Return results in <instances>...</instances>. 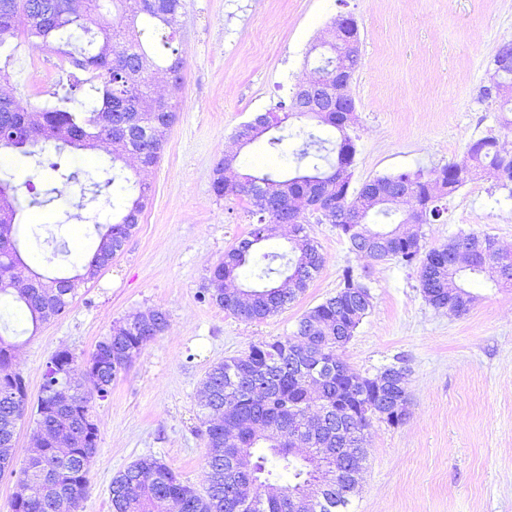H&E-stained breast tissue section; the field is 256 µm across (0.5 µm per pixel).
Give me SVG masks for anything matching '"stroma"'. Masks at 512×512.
I'll return each instance as SVG.
<instances>
[{
    "label": "stroma",
    "mask_w": 512,
    "mask_h": 512,
    "mask_svg": "<svg viewBox=\"0 0 512 512\" xmlns=\"http://www.w3.org/2000/svg\"><path fill=\"white\" fill-rule=\"evenodd\" d=\"M342 16L359 28L349 87L353 188L460 160L470 141L490 133L512 150L498 104L479 95L498 48L512 41V0H184L175 27L187 57L179 93L164 72L152 76L157 93L176 95L178 112L159 163L140 174L151 194L124 251L80 285L64 315L39 328L11 298L0 299V335L16 343L13 368L33 399L56 350L82 360L115 322L152 309L168 315L166 331L120 373L106 399L92 403L98 450L81 512H111L113 476L146 455L205 490L207 448L196 411L206 371L253 344L292 335L302 314L334 296L349 271L364 276L372 307L338 357L360 376L406 368L408 415L399 426L372 420L348 512H512V288L474 287L464 315L434 308L416 268L351 252L336 226L313 214L307 232L325 264L287 309L250 322L199 297L210 268L251 230L247 199L215 196L217 163L232 154L240 175L284 171L300 125L333 136L315 120L290 118L275 130L284 139L279 156L262 139L238 146L235 133L309 76L318 46ZM10 43L16 51L0 69V91L23 108L54 105V83L68 63L23 34ZM0 171L40 194L57 180L50 167L9 152L0 154ZM443 205L442 219L421 228L424 249L479 232L512 252V194L488 175ZM84 211L82 226L59 198L19 215L28 266L46 271L44 258L54 252L57 271L69 273L77 262L71 247L92 253L94 222L112 221L111 195L87 200Z\"/></svg>",
    "instance_id": "35a3bbf8"
}]
</instances>
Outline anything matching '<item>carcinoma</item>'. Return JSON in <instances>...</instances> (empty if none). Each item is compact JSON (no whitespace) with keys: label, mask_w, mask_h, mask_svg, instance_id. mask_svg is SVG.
<instances>
[{"label":"carcinoma","mask_w":512,"mask_h":512,"mask_svg":"<svg viewBox=\"0 0 512 512\" xmlns=\"http://www.w3.org/2000/svg\"><path fill=\"white\" fill-rule=\"evenodd\" d=\"M109 1L122 12L126 24L115 28L103 20ZM182 8L183 0H83L77 10L70 0H0V56L4 64H9L13 55L7 37L21 28L33 47L53 50L84 73L82 78L71 73L66 82L58 83L54 92L57 104L39 111L28 112L11 97H0V125L12 129L0 140V150L33 158L40 165L48 145L59 155L67 147L92 148L105 139L112 147L113 165L103 170V182L93 180L91 185L97 193L117 185L122 192L134 194L115 222L95 224L99 243L82 274L49 277L35 271L38 287L23 292L13 287L14 266L22 262L20 250L0 258V295L12 297L28 313L35 330L67 311L77 285L96 278L105 269L107 257L121 254L139 224L151 186L140 179L131 180L116 163L126 161L136 150L142 151L152 166L160 159L176 120L177 104L153 95L148 74L153 70L175 74L172 91L179 90L186 59L172 42ZM324 47L329 55H320L318 66L333 61L345 69H356L357 61L350 57L346 43L329 42ZM480 95L499 103L502 109L512 105V67H494ZM268 112L275 114V123L255 130L251 140L291 116H306L297 111L294 98L279 101ZM33 116L40 122L36 141L30 140L22 127V122ZM315 118L332 127L338 136L332 141L311 130H299L302 144L295 152L297 165L291 173L267 168L248 175L247 182L227 185L225 161L215 168L214 194L248 199L256 224L250 238L231 247L209 271L210 287L202 289L200 298L243 320L261 322L286 309L306 292L325 262L306 230L304 212L291 224L287 251H260V245L272 239L266 234L267 226L278 220V213L266 204L271 198L289 202L306 196L318 209L332 203L352 216L360 215L361 223L341 225L336 223L335 212L321 213L328 223L348 231L346 239L352 242L372 232L367 223L370 216L386 224L394 221L396 211L384 206L379 197L395 189L409 191L422 206V224L439 221L444 214L440 200L456 193L481 170H489L499 187L512 192V154L501 150L492 134L471 141L461 160L440 168L381 176L357 191L349 185L344 187L337 183L338 173L356 156V144L348 133L350 125L336 122L334 112ZM138 126L153 128L154 139L137 142L133 130ZM1 202L8 207L10 219L16 220L22 206L10 178H0ZM385 234L389 238L381 245L383 261L398 260L407 265L420 261L419 286L428 302L460 315L468 313L476 299L466 283L487 276V270L503 258L480 245L482 241L495 242L487 234H460L424 255L419 234L397 227ZM464 239L472 248L465 254L467 264L463 266L456 255ZM249 263L252 284L235 287L239 270ZM369 298L368 285L348 273L344 287L305 312L292 335L253 345L241 355L214 364L202 381L199 416L208 448L205 493L182 481L162 460L144 456L112 477V512H160L163 503L173 512H294V500L319 483L325 486L324 503L315 512H345L348 495L355 489L346 464L295 454L291 451L295 443L288 439L283 422L306 417L315 407L326 413L329 424L320 429L311 447L357 449L364 444L354 446L348 443V436L353 430L365 432L372 419L390 425L403 423L405 415L395 413L393 406L406 394L407 374L397 371L376 389L374 381L384 376L382 370L354 385L338 373L346 366L336 352L346 346L368 314L372 306ZM141 317L146 324L128 320L115 323L84 359V373L96 387L95 394L68 379L70 363L76 361L70 350L52 354L36 405L37 425L46 438L45 451L39 461L28 462L20 470L17 483L29 485L32 493L21 504L12 498L11 512H78L87 488L88 464L98 449L91 401L105 399L119 373L168 327L162 311H148ZM14 348L15 344L0 336V476L14 473L16 428L29 405L26 383L12 367ZM226 448H238L250 458L254 480L244 474L240 478L253 487L249 499H230L224 491V470L230 468L224 456ZM284 476L288 484L280 495L265 493L264 488L276 485Z\"/></svg>","instance_id":"cac0c4a2"}]
</instances>
